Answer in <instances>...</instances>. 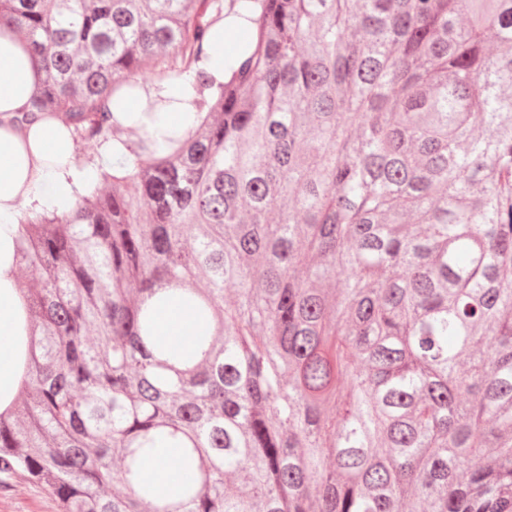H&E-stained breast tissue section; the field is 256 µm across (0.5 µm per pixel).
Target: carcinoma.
<instances>
[{"label":"carcinoma","mask_w":512,"mask_h":512,"mask_svg":"<svg viewBox=\"0 0 512 512\" xmlns=\"http://www.w3.org/2000/svg\"><path fill=\"white\" fill-rule=\"evenodd\" d=\"M231 15L216 85L198 62ZM3 22L44 73L15 122L123 153L19 220L30 380L0 487L58 512H512V0H0ZM147 67L203 114L164 143L116 117ZM171 291L204 325L180 351ZM162 444L189 481L146 475Z\"/></svg>","instance_id":"obj_1"}]
</instances>
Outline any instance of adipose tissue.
Listing matches in <instances>:
<instances>
[{
	"label": "adipose tissue",
	"mask_w": 512,
	"mask_h": 512,
	"mask_svg": "<svg viewBox=\"0 0 512 512\" xmlns=\"http://www.w3.org/2000/svg\"><path fill=\"white\" fill-rule=\"evenodd\" d=\"M40 72L22 38L10 26L0 27V413L10 409L26 379L25 360L30 326L17 288V220L35 208L70 207L84 192L97 167L111 166L119 149L103 142L89 163L77 164L76 141L70 128L45 115L25 129L13 117L23 111L37 90ZM133 129L156 138L187 128L191 105L177 101L163 112L141 111L131 103ZM160 336L184 344L197 326L178 297H171L158 316Z\"/></svg>",
	"instance_id": "1"
}]
</instances>
